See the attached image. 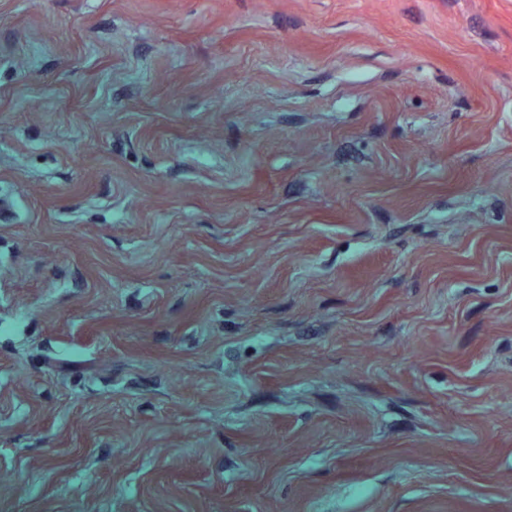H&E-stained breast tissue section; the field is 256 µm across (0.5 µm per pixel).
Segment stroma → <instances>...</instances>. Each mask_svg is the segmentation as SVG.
Returning <instances> with one entry per match:
<instances>
[{
  "instance_id": "1",
  "label": "stroma",
  "mask_w": 512,
  "mask_h": 512,
  "mask_svg": "<svg viewBox=\"0 0 512 512\" xmlns=\"http://www.w3.org/2000/svg\"><path fill=\"white\" fill-rule=\"evenodd\" d=\"M0 512H512V0H0Z\"/></svg>"
}]
</instances>
